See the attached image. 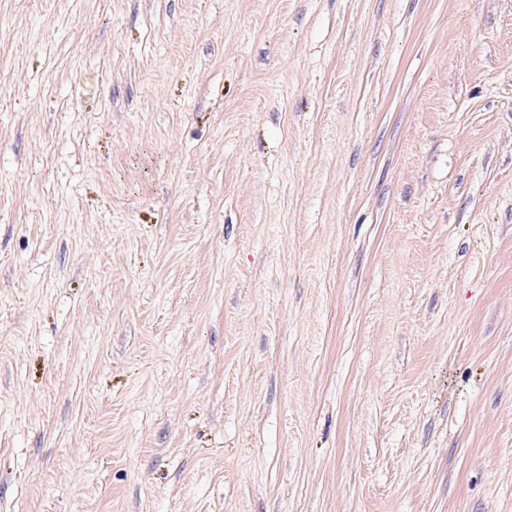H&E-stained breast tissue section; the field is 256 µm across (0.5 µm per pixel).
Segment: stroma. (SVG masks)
I'll list each match as a JSON object with an SVG mask.
<instances>
[{"mask_svg": "<svg viewBox=\"0 0 512 512\" xmlns=\"http://www.w3.org/2000/svg\"><path fill=\"white\" fill-rule=\"evenodd\" d=\"M0 512H512V0H0Z\"/></svg>", "mask_w": 512, "mask_h": 512, "instance_id": "35a3bbf8", "label": "stroma"}]
</instances>
